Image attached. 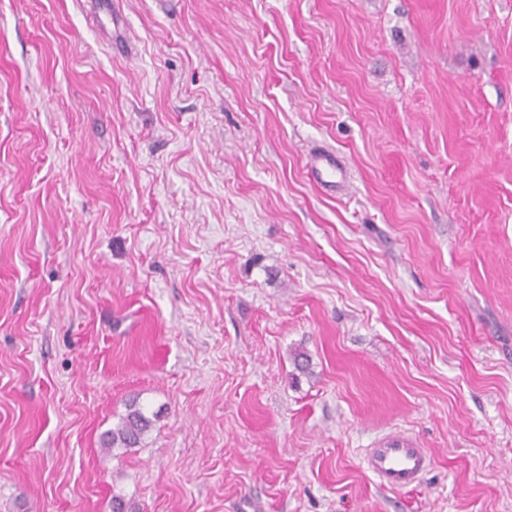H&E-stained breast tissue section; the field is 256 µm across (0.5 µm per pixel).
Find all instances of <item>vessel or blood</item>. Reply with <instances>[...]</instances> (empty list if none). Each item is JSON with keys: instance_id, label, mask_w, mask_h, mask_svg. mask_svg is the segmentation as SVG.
<instances>
[{"instance_id": "obj_1", "label": "vessel or blood", "mask_w": 512, "mask_h": 512, "mask_svg": "<svg viewBox=\"0 0 512 512\" xmlns=\"http://www.w3.org/2000/svg\"><path fill=\"white\" fill-rule=\"evenodd\" d=\"M310 167L325 186L336 187L344 180L345 170L332 154L314 155ZM363 462L381 485L409 490L419 484L431 468L433 458L429 449L419 447L404 436L393 435L365 449Z\"/></svg>"}]
</instances>
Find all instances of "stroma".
I'll list each match as a JSON object with an SVG mask.
<instances>
[{
	"mask_svg": "<svg viewBox=\"0 0 512 512\" xmlns=\"http://www.w3.org/2000/svg\"><path fill=\"white\" fill-rule=\"evenodd\" d=\"M116 495L512 512V0H0V512ZM310 168L315 171L324 186L338 187L344 181L345 170L332 154L318 153L314 155L310 162ZM126 414L120 424L108 430L103 438V447L110 451L115 448H137L143 443L146 434L153 426V420L146 415L137 400H132L126 407ZM363 462L381 485L395 490L416 487L433 463L429 449L421 448L410 439L393 435L365 448Z\"/></svg>",
	"mask_w": 512,
	"mask_h": 512,
	"instance_id": "35a3bbf8",
	"label": "stroma"
}]
</instances>
